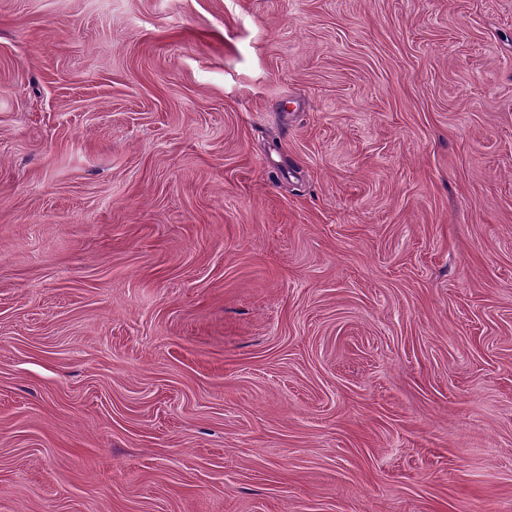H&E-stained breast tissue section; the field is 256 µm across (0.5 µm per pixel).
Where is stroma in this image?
Segmentation results:
<instances>
[{"mask_svg":"<svg viewBox=\"0 0 512 512\" xmlns=\"http://www.w3.org/2000/svg\"><path fill=\"white\" fill-rule=\"evenodd\" d=\"M0 512H512V0H0Z\"/></svg>","mask_w":512,"mask_h":512,"instance_id":"35a3bbf8","label":"stroma"}]
</instances>
